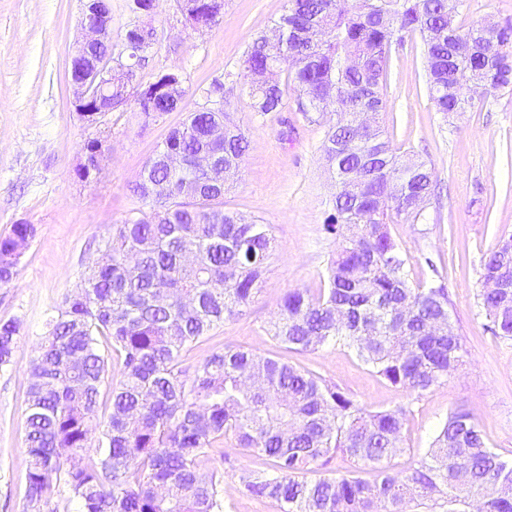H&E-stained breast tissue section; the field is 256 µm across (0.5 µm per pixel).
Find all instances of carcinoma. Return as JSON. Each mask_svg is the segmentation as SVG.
Instances as JSON below:
<instances>
[{
  "label": "carcinoma",
  "mask_w": 512,
  "mask_h": 512,
  "mask_svg": "<svg viewBox=\"0 0 512 512\" xmlns=\"http://www.w3.org/2000/svg\"><path fill=\"white\" fill-rule=\"evenodd\" d=\"M200 27L215 23L213 0H182ZM464 0H286L273 37L248 46L244 68L252 109L336 112L323 153L337 192L327 230L344 244L315 290L283 297L270 333L297 353L351 350L370 371L418 399L462 362V338L431 326L450 320L448 288L410 278V257L391 224H418L433 194L430 169L403 162L383 131L361 113L385 109L390 51L420 37L435 111L475 107L468 89H512V22L485 39L464 27ZM143 31L127 33L128 59L140 66ZM177 75L164 74L146 105L174 112ZM224 136H210L216 120ZM248 135L224 112L203 107L170 130L133 192L153 209L112 226L101 260L46 320L47 336L30 366L25 441L26 500L42 512L56 488L79 512H224V471L201 458L227 439L272 461L241 473L242 493L278 512H512V460L487 446L473 415L450 413L413 465L395 471L405 451L407 404L369 410L313 371L241 346L185 364L187 352L259 292L271 252L270 226L224 209ZM223 157L217 185L164 163L201 152ZM32 224L0 238V285L17 275L19 242ZM512 237L480 263L477 294L493 335L512 340ZM20 322H0V369L13 362ZM120 378H110L112 362ZM109 389L107 417L100 395ZM341 455L353 469L320 475Z\"/></svg>",
  "instance_id": "cac0c4a2"
}]
</instances>
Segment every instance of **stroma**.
Segmentation results:
<instances>
[{"mask_svg":"<svg viewBox=\"0 0 512 512\" xmlns=\"http://www.w3.org/2000/svg\"><path fill=\"white\" fill-rule=\"evenodd\" d=\"M285 0H224L215 24L196 31L178 0H159L150 18L156 42L136 72L148 85L163 72L183 76L181 108L145 117L130 103L91 126L72 106L71 59L80 35L81 0H0V237L13 225H34L14 280L0 286V321L21 324L12 365L0 371V512H28L25 445L28 373L53 307L80 284L115 224L147 213L152 202L133 193L146 161L188 113L220 107L249 134L240 177L224 197L227 209L269 225L273 248L254 303L225 320L187 352L200 361L224 346L257 354L279 352L268 333L284 295L315 289L341 244L326 233L335 184L322 156L332 112H253L243 69L252 40L271 32ZM222 83L221 97L209 96ZM424 47L406 38L390 53L385 110L378 116L393 149L424 162L434 193L421 224H395L392 234L411 258L415 279L441 276L454 304L452 325L464 344V361L447 382L408 402L405 393L372 373L349 350L327 347L288 353L289 362L336 383L360 406L410 403L405 450L391 460L407 467L428 448L450 410L469 411L489 446L512 458V341L496 338L480 315L481 258L512 236V92L477 89L472 111L436 112L427 89ZM105 150L96 178L77 174L88 140ZM202 468L224 469L225 512H277L274 504L242 493L239 474L269 468V461L240 448L220 447Z\"/></svg>","mask_w":512,"mask_h":512,"instance_id":"obj_1","label":"stroma"}]
</instances>
